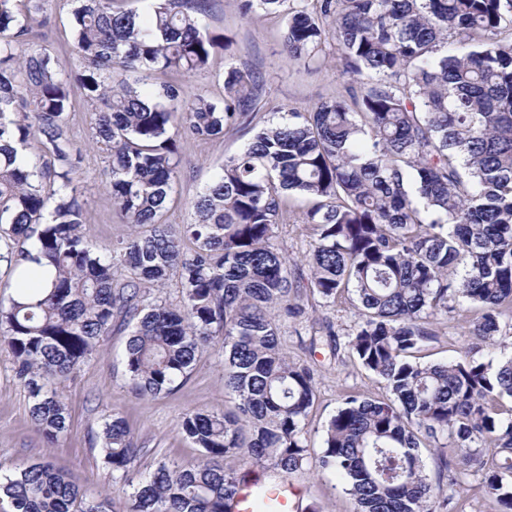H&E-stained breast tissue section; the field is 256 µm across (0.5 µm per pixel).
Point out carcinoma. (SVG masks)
I'll return each mask as SVG.
<instances>
[{"label":"carcinoma","mask_w":512,"mask_h":512,"mask_svg":"<svg viewBox=\"0 0 512 512\" xmlns=\"http://www.w3.org/2000/svg\"><path fill=\"white\" fill-rule=\"evenodd\" d=\"M71 2L76 71L33 46L49 24L42 0H0V263L55 270L44 295L0 300V344L37 429L51 443L66 432L58 386L115 320L135 322L124 365L140 396L170 392L220 332L234 410L186 413L182 432L201 458L158 465L126 512H231L246 476L224 466L230 456L286 480L309 465L333 472L353 512H435L441 485L420 449L441 437L460 451L446 500H460L461 476L477 464L498 512H512V355L475 357L512 315V37H502L512 0H234L244 19L287 17L286 58L337 60L352 81L255 132L194 202V222L177 226L163 215L181 172L178 136L208 140L252 121L264 79L225 69L222 103L177 80L147 87L153 71L187 76L228 50L229 37L202 24L209 0H150L144 16L127 0ZM75 87L95 105L105 186L133 227L108 256L83 232L82 155L67 125ZM294 194L316 236L309 288L355 306L347 352L389 392L345 395L315 459V373L288 360L280 336V321L306 311L271 243ZM173 273L181 308L144 299V282ZM471 308L470 351L420 362L437 340L433 318ZM101 442L125 487L141 449L122 417L104 420ZM0 501L10 512H112L48 460L0 476Z\"/></svg>","instance_id":"obj_1"}]
</instances>
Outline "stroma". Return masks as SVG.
Wrapping results in <instances>:
<instances>
[{
  "label": "stroma",
  "mask_w": 512,
  "mask_h": 512,
  "mask_svg": "<svg viewBox=\"0 0 512 512\" xmlns=\"http://www.w3.org/2000/svg\"><path fill=\"white\" fill-rule=\"evenodd\" d=\"M44 11L51 24L44 31V42L63 60L74 58L69 24L70 0H44ZM204 24L210 31L229 36L232 45L227 65L249 68L266 79L261 112L254 128L264 126L280 111L304 112L321 100L335 96L349 81L337 61L331 60L307 70L281 53L285 21L277 15L240 18L231 0H210ZM90 107L76 99L69 114V130L82 153L85 177L82 191L86 202L83 231L93 248L109 253L127 234L124 224L104 187L107 153L91 139ZM251 130H236L224 137L197 141L182 139V167L174 188L167 221L185 224L193 217V201L220 175L224 158L239 152L251 138ZM314 239L310 226L297 220L279 225L274 245L298 263L295 276L309 274L306 258ZM306 308L302 324L283 322L282 341L290 361L307 363L316 371L317 395L310 410L307 429L312 455L322 451L324 430L344 395L355 392L365 397L382 398L387 389L382 380L366 372L350 359L345 344L355 327L353 307L344 300L329 303L302 288ZM439 341L423 355L424 362L456 357L466 350L470 338L460 317L440 318ZM131 325L117 324L106 336L98 352L87 360L60 387L59 393L69 415V428L55 444H48L34 426L27 389L13 372V357L0 345V473L13 470L18 461L50 460L67 473L87 499L111 498L114 512H124V499L112 488V476L104 467L98 435L111 415L123 417L142 452L128 478L136 482L159 463L189 464L197 461L200 450L182 432L185 413L192 410L224 411L234 405L224 390V351L214 343L199 357L193 371L169 394L157 397L136 396L125 373L123 362ZM303 490L301 505L319 504L323 512H352L351 497L335 474L309 470L294 476Z\"/></svg>",
  "instance_id": "stroma-1"
}]
</instances>
